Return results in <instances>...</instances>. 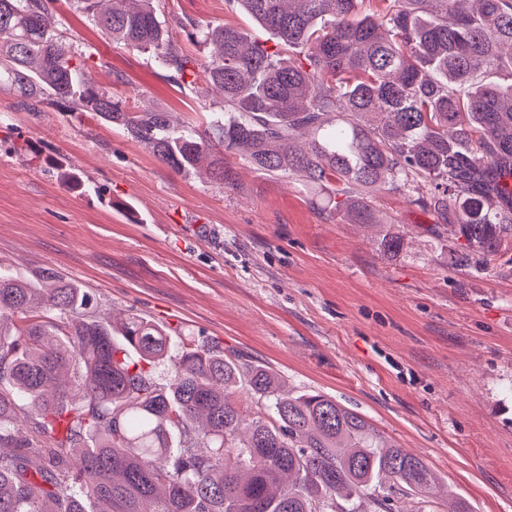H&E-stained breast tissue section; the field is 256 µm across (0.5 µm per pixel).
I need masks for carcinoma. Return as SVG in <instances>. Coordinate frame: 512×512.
Here are the masks:
<instances>
[{
  "label": "carcinoma",
  "instance_id": "1",
  "mask_svg": "<svg viewBox=\"0 0 512 512\" xmlns=\"http://www.w3.org/2000/svg\"><path fill=\"white\" fill-rule=\"evenodd\" d=\"M76 0L115 44L151 53L176 83L224 103L203 130L164 111L131 112L100 89L57 32L53 0H0V84L93 112L178 172L205 164L226 186V156L331 189L357 224L373 194H408L456 225L459 261L486 267L512 238V0H227L270 35L192 25L200 63L174 45L154 0ZM0 275V512H425L439 479L418 455L320 392L293 396L264 365L180 339L133 314L113 328L90 292ZM167 358L168 384L149 371ZM246 386L265 408L245 414ZM30 410L21 430L19 402Z\"/></svg>",
  "mask_w": 512,
  "mask_h": 512
}]
</instances>
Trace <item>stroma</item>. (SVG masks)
I'll use <instances>...</instances> for the list:
<instances>
[{
    "label": "stroma",
    "mask_w": 512,
    "mask_h": 512,
    "mask_svg": "<svg viewBox=\"0 0 512 512\" xmlns=\"http://www.w3.org/2000/svg\"><path fill=\"white\" fill-rule=\"evenodd\" d=\"M58 28L100 88L134 112L205 126L222 105L148 54L112 44L55 0ZM199 61L195 22L267 34L225 0H156ZM0 85V273L51 270L120 324L136 313L272 369L286 391L323 392L419 455L471 512H512V241L488 269L459 265L450 227L404 195L375 194L376 225L351 223L327 190L233 160L234 186L178 172L91 112H27ZM79 170L73 191L63 172ZM405 246L384 253L382 235Z\"/></svg>",
    "instance_id": "35a3bbf8"
}]
</instances>
